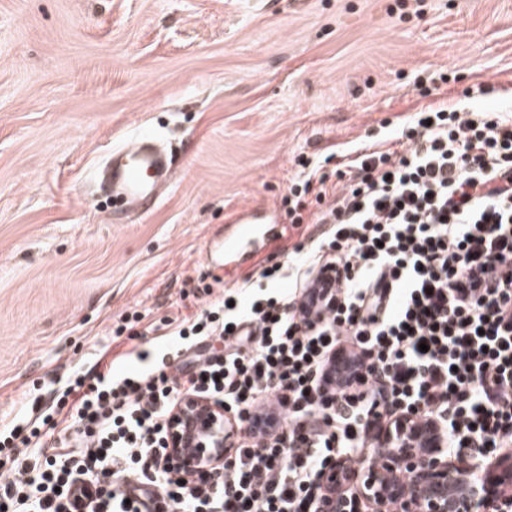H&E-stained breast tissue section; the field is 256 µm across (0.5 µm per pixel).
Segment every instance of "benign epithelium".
<instances>
[{
	"mask_svg": "<svg viewBox=\"0 0 512 512\" xmlns=\"http://www.w3.org/2000/svg\"><path fill=\"white\" fill-rule=\"evenodd\" d=\"M226 420L234 418L224 406L183 396L167 439L172 476L188 482L214 466L234 465ZM318 484L317 512H509L512 452L491 459L451 454L439 421L402 414L380 422L358 467L339 457Z\"/></svg>",
	"mask_w": 512,
	"mask_h": 512,
	"instance_id": "1",
	"label": "benign epithelium"
}]
</instances>
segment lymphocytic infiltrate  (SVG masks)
Instances as JSON below:
<instances>
[{"mask_svg":"<svg viewBox=\"0 0 512 512\" xmlns=\"http://www.w3.org/2000/svg\"><path fill=\"white\" fill-rule=\"evenodd\" d=\"M401 137L299 172L293 204L314 194L323 239L260 265L259 286L162 318L171 361L105 349L33 398L0 435V507L316 512L319 475L365 445L385 399L442 422L451 453L511 448L512 121L441 104ZM342 347L367 371L331 387ZM186 394L233 408L237 426L235 465L191 487L161 464Z\"/></svg>","mask_w":512,"mask_h":512,"instance_id":"lymphocytic-infiltrate-1","label":"lymphocytic infiltrate"}]
</instances>
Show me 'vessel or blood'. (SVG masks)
<instances>
[{
	"label": "vessel or blood",
	"instance_id": "obj_1",
	"mask_svg": "<svg viewBox=\"0 0 512 512\" xmlns=\"http://www.w3.org/2000/svg\"><path fill=\"white\" fill-rule=\"evenodd\" d=\"M175 163L148 132L139 133L131 143L112 150L100 170V186L111 192L112 200L125 215H145L158 204L164 188L171 183ZM276 218L269 204L235 210L230 219L233 233L220 240L206 241L204 254L213 264L215 284H223L224 259H241L243 242L262 236V223Z\"/></svg>",
	"mask_w": 512,
	"mask_h": 512
}]
</instances>
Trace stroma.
Wrapping results in <instances>:
<instances>
[{"mask_svg":"<svg viewBox=\"0 0 512 512\" xmlns=\"http://www.w3.org/2000/svg\"><path fill=\"white\" fill-rule=\"evenodd\" d=\"M512 87V0H0V430L86 367L122 315L190 317L204 242L277 206L299 160L394 140L422 107ZM153 133L176 178L129 222L94 182Z\"/></svg>","mask_w":512,"mask_h":512,"instance_id":"1","label":"stroma"}]
</instances>
